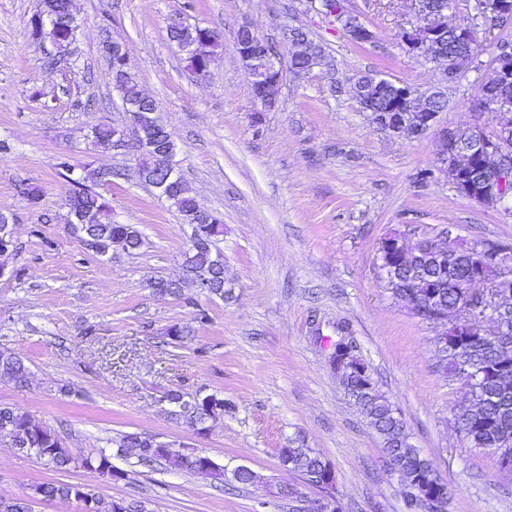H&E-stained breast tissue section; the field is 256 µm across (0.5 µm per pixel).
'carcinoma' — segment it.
I'll use <instances>...</instances> for the list:
<instances>
[{
    "mask_svg": "<svg viewBox=\"0 0 512 512\" xmlns=\"http://www.w3.org/2000/svg\"><path fill=\"white\" fill-rule=\"evenodd\" d=\"M210 28L183 25L169 29L170 40L184 56L187 67L193 72H209L215 58V51L221 46L220 39L211 41L209 55L199 59L193 55V46L202 37L209 34ZM298 36L305 39L311 48L309 58L291 56L294 67L314 66L322 55V45L301 31ZM102 50L112 72L113 89L120 95L122 103L141 100V85L137 73L131 68H123L116 62L118 49L109 42H102ZM252 94L266 107H273L279 98L276 83H264L262 91H256L255 81H250ZM115 129L110 125L94 127L91 138L100 151L112 149V134ZM168 138L169 157H174L175 142L169 129L146 128L142 131V141L152 143L159 137ZM137 172L141 181L159 192L181 216L183 223L192 228V245L184 253L183 276L178 280L154 279L149 282L154 295L158 297H176L182 295L185 288H198L208 285L212 296L224 299L231 295V289L224 288V254L217 247L218 237L224 234V225L212 212L204 209L193 194L187 182L180 178L177 183L167 178V170L162 159L155 151L146 149L138 156ZM75 187L69 193L67 223L72 233L93 251L101 256L121 252L128 256L139 254L144 246V238L135 224H117L112 221V208L109 202L92 187L76 180ZM476 260L464 251L458 252L455 263L448 265L443 277V287L436 289L439 299L450 308L463 303L462 292L458 286L467 282ZM420 266L425 273L414 284L412 293L421 295L436 285L435 278L429 276L433 266L432 255L428 252L421 257ZM194 329L189 324L175 323L167 331L178 344L192 337ZM512 341V332L507 336H496L493 340L482 342L470 339L467 348L461 353H450L446 357L445 370L453 377L457 376L461 365L467 363L476 371L491 368L499 372L488 374L472 392L467 410L458 419L462 437L472 448H495L504 440H512V345L498 347L496 341ZM31 381V371L19 354L0 350V383L24 387ZM346 392L375 432L383 439L384 450L389 462L399 468L403 476L413 481L420 476L434 473L433 463L422 456L410 445L405 427L396 409L379 391L370 387L367 378L360 372H354L346 385ZM224 399L215 395L202 397L198 406L190 408L177 416V420L202 434L209 430L212 418L224 415ZM7 439L11 446L19 451H32L48 459L57 469L71 468L94 469L117 481L125 473L112 466L110 456L103 452L96 455L76 457L64 448L58 434L43 424L32 420L17 408L0 403V438ZM116 455L134 456L143 464L165 461L170 468L183 469L193 474L200 472L216 482L224 481V469L213 465L204 468L196 462H182L176 457L158 453L159 441L143 433L123 434L115 440ZM283 464L292 465L307 476L322 474L330 468L316 452L308 448L292 445L280 449ZM61 502L75 501L82 506V512H151L143 500L102 499L94 489L75 483L47 482L31 488V494L14 502V512H33L32 504L37 501Z\"/></svg>",
    "mask_w": 512,
    "mask_h": 512,
    "instance_id": "cac0c4a2",
    "label": "carcinoma"
}]
</instances>
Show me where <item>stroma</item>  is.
Returning <instances> with one entry per match:
<instances>
[{"label":"stroma","instance_id":"stroma-1","mask_svg":"<svg viewBox=\"0 0 512 512\" xmlns=\"http://www.w3.org/2000/svg\"><path fill=\"white\" fill-rule=\"evenodd\" d=\"M345 5L374 32L372 42H352L308 0H75L85 27L65 78L45 64L50 44L31 34L40 0H0V139L14 146L0 157V212L14 220L17 250L8 265L21 272L0 278V349L23 354L33 374L23 388L0 383V403L54 429L75 456L112 450L123 433H147L208 455L225 473L219 488L184 470L116 456L112 464L126 477L113 481L94 470L58 471L2 439L0 499L62 481L106 499L148 501L151 512H301L320 492L282 463L280 450L292 443L331 465L340 512H406L381 438L329 366L345 333L399 410L410 444L451 488L446 512H512V472L454 427L467 395L438 365V327L393 296L377 260L392 231L498 245L512 256V211L460 195L434 169L433 135H394L352 96L367 71L421 93L442 85L438 68L402 42L404 30L420 23L413 0ZM177 17L223 36L205 79L190 75L168 38ZM244 26L276 53L275 108L253 97L235 51ZM292 27L324 50L321 66L304 76L290 69L284 31ZM107 35L125 42L174 135L182 176L224 223L219 247L231 299L191 288L161 298L149 288L151 280L181 277L191 229L138 181L135 156L97 152L88 139L97 124L129 122L101 51ZM492 58L481 42L470 67L446 86L443 124L492 127L477 105ZM87 97L97 111L74 108ZM63 154L76 164L69 178L56 166ZM100 166L116 172L100 192L113 220L138 225L139 255H98L65 222L72 179ZM26 183L39 188L38 206L22 194ZM201 309L208 319L192 341L167 336ZM64 385L70 393H61ZM171 390L218 395L226 410L198 435L168 416L162 398ZM242 465L257 483L234 482ZM287 484L299 498L279 497Z\"/></svg>","mask_w":512,"mask_h":512}]
</instances>
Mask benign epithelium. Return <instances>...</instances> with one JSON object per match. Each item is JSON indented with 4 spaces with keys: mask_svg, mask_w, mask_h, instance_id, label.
<instances>
[{
    "mask_svg": "<svg viewBox=\"0 0 512 512\" xmlns=\"http://www.w3.org/2000/svg\"><path fill=\"white\" fill-rule=\"evenodd\" d=\"M336 0V22L357 44L373 39V32L356 15L347 12L342 3ZM423 23L406 31L402 41L410 52L421 54L425 60L434 63L441 70L442 84L446 85L456 75L462 73L472 62L471 47L477 39L478 30L462 23H448V3L444 0H415ZM473 9L483 21V31L495 32L512 21V6L505 0H475ZM453 31L461 41L463 50L453 57L436 51L448 31ZM263 41L248 27L238 30L234 46L238 55L260 58L262 77L272 76L280 80L278 62L272 55H260ZM512 80V42L499 43L494 57L493 77L482 86L481 109L492 113L494 127L488 131L480 125L469 127L467 136L460 137L458 130L450 129L439 121V113L428 106L429 94H421L410 85L395 81L396 109L376 117V124L395 135L407 133L421 137L433 131L437 143L436 167L450 177L456 190L463 196L479 203L501 206L512 210V196L502 190L504 183L512 180V166L506 161L512 158V99L506 94L496 93V89ZM386 83L383 78L370 75L355 83L353 97L362 108L376 98ZM130 123L116 129L114 147L123 148L127 143L139 140V130L150 123L161 124L160 111L129 112ZM435 253L440 269L448 267L455 254L448 252V246L434 239L413 240L401 233L390 232L379 247V268L389 288L393 285V262L411 258L419 250ZM467 250L481 257L475 263V270L468 284L491 283V299L495 308V322L498 333L506 328L502 317L512 311V269L507 268L506 257L502 252L489 254L486 247L476 244ZM402 300L419 318L432 322L441 328L435 337L436 350L446 348L459 350L460 345H448V337L461 326L458 311L450 310L440 303L432 293L422 296L405 294ZM404 492L411 495L419 512H443L442 497L429 493L416 485L402 484Z\"/></svg>",
    "mask_w": 512,
    "mask_h": 512,
    "instance_id": "obj_1",
    "label": "benign epithelium"
}]
</instances>
